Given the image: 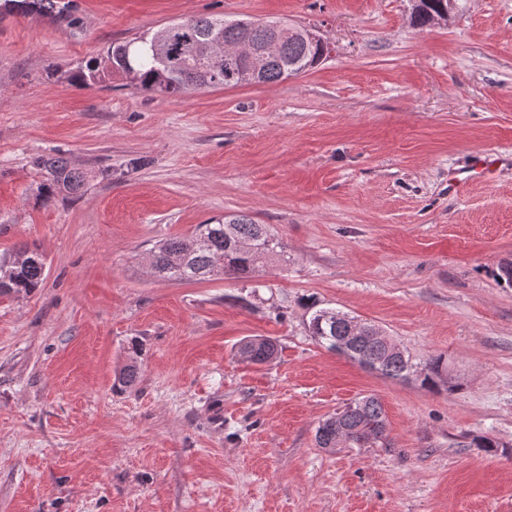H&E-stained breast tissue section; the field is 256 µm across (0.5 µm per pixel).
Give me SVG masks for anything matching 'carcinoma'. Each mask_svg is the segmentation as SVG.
Returning a JSON list of instances; mask_svg holds the SVG:
<instances>
[{"mask_svg":"<svg viewBox=\"0 0 512 512\" xmlns=\"http://www.w3.org/2000/svg\"><path fill=\"white\" fill-rule=\"evenodd\" d=\"M8 8L23 15H39L57 18L63 15L61 0H7ZM448 0H421L419 8L412 13V23L418 28L434 24L439 7ZM274 22L258 23L249 19L219 17L191 18L172 22L152 34H146L131 41L113 45L100 56L86 61L74 72L65 74L71 82L91 86L103 81L114 72L125 75L134 73L132 85L140 92L159 96L182 95L215 87L211 73L195 64L188 54L198 49L203 51L209 43L220 38L226 44L248 40L260 48L273 34ZM280 50L267 59L259 82L268 83L288 78L286 64H296V71L303 73L317 66L328 52L325 43L308 35V30L285 26L279 34ZM169 42L177 53L161 60L155 46ZM251 83L247 69L232 66L224 69L222 86L234 87ZM36 166L45 173L42 185L48 196L62 195L79 198L87 191L93 175L87 170L74 167L62 153L42 156ZM207 237L203 247L196 245L199 235ZM285 245L265 224H256L248 216L229 214L199 226L198 230L182 238L169 239L156 244L152 250L155 274L161 278L181 282H196L219 275H234L249 279L258 271L259 264L283 252ZM32 260L9 275V287L0 288V294L30 293L40 286L44 277L41 254L31 251ZM223 260V267H215L217 259ZM324 309L312 314L308 328L319 343L339 354L344 353L343 343H348V358L361 367L380 357L384 358L377 373L387 378H404L411 370V361L391 338L370 333H354L353 317L321 319ZM238 354L248 356L253 364L272 361L278 354L277 342L266 336H250L238 345ZM447 370L445 359L434 357L421 369L420 380L424 386H434ZM140 374L138 348L132 347L130 361L115 377L117 385L130 387ZM359 409L346 415L343 426L347 443L359 445L361 438L371 435H385L386 416L379 399L373 395L355 400ZM316 443L321 448L336 447V422L328 417L318 426Z\"/></svg>","mask_w":512,"mask_h":512,"instance_id":"cac0c4a2","label":"carcinoma"}]
</instances>
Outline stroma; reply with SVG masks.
Returning a JSON list of instances; mask_svg holds the SVG:
<instances>
[{
    "instance_id": "obj_1",
    "label": "stroma",
    "mask_w": 512,
    "mask_h": 512,
    "mask_svg": "<svg viewBox=\"0 0 512 512\" xmlns=\"http://www.w3.org/2000/svg\"><path fill=\"white\" fill-rule=\"evenodd\" d=\"M0 11V256L44 279L0 296V512H512V0H69ZM286 20L328 54L273 83L161 97L67 72L180 19ZM92 171L45 199L39 156ZM500 156L465 197L448 176ZM244 214L286 245L263 286L150 273L161 240ZM381 327L440 386L320 346L312 307ZM269 336L263 365L236 345ZM139 342L141 377L114 385ZM385 440L324 449L355 399ZM486 436L496 454L474 446ZM6 2L5 7L23 16L36 14L53 19L61 17L66 9L60 0H7ZM420 6L412 13V23L415 27L426 28L434 24V19L440 22H447L455 10V0H420ZM448 6V10L442 11L436 18L440 6ZM30 252V258L33 260L29 263L22 265L26 255L15 254L13 259L10 261V265L14 267H21L16 271H12L9 275V288H0V294H21L30 293L40 286L44 277V264L41 258V254L35 250L25 249L22 252ZM29 258V259H30ZM353 403L357 404L356 408L359 405V409L352 412L355 410V406L350 405L342 412L339 411L336 414V421L332 420V415L321 422L315 435L316 443L319 447H336V427H338L340 423H342L345 428L346 443L353 446H360L359 441L364 436L371 434L385 435L387 426L386 416L379 399L373 395H369L358 398ZM345 414L347 415L344 419Z\"/></svg>"
}]
</instances>
